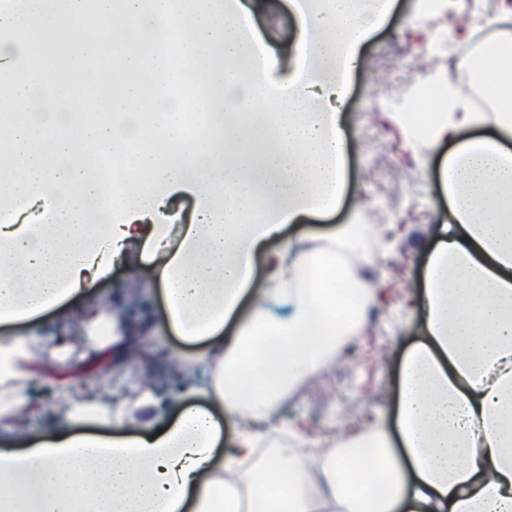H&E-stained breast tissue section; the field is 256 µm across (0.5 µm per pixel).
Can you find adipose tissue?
Segmentation results:
<instances>
[{
	"label": "adipose tissue",
	"instance_id": "obj_1",
	"mask_svg": "<svg viewBox=\"0 0 512 512\" xmlns=\"http://www.w3.org/2000/svg\"><path fill=\"white\" fill-rule=\"evenodd\" d=\"M82 2L9 0L0 9V76L9 81L0 204L24 195L38 218L0 224V325L42 319L140 244L157 262L172 333L195 347L179 356L191 398L170 415L152 387L136 386L118 407L76 402L64 426L28 435L18 423L43 346L0 336V512H512V52L491 47L467 63L486 76L498 113L452 97L434 124L411 130L448 147L438 178L448 217L414 299L423 339L404 358L394 425L378 418L331 448L282 444L260 460V428L280 395L336 357L376 296L372 281H353L358 302L347 307L335 251L290 257L269 245L290 226L305 240L306 217L341 203L346 143L336 105L350 69L336 50L355 48L387 4L360 11L351 0H289L301 62L276 80L244 0H186L190 28L178 52L206 87L195 105L215 134L187 138L181 110L159 99L156 144L143 149L133 144L135 116L144 87L168 76L166 56L120 40L107 48L126 76L119 91L94 98L97 110L118 114L112 123L68 112L74 89L51 78L61 62L83 76L100 42L84 41L64 62L49 53L37 74L25 66L39 34L74 21ZM172 7L98 0L99 27L120 13L139 22L141 42L162 44ZM238 102L250 118L230 120L224 107ZM486 124L490 132L478 134ZM109 153L131 181L119 197L90 172ZM178 192L196 198L190 223L177 221ZM94 203L111 205L112 223H91ZM260 259L268 275L258 283ZM275 304L287 314L272 312ZM99 321L87 318L88 356L110 362L135 338L122 328L98 333ZM232 321L236 331L225 335ZM228 426L236 437L226 453ZM123 427L131 436L112 437Z\"/></svg>",
	"mask_w": 512,
	"mask_h": 512
}]
</instances>
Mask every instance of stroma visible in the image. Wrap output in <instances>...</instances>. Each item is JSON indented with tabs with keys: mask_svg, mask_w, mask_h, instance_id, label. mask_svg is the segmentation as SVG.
Segmentation results:
<instances>
[{
	"mask_svg": "<svg viewBox=\"0 0 512 512\" xmlns=\"http://www.w3.org/2000/svg\"><path fill=\"white\" fill-rule=\"evenodd\" d=\"M251 5L254 36L270 57L274 78H282L284 63L295 53L299 19L287 0H251ZM509 39L512 0H395L385 21L359 45L358 66L339 107L348 146L345 192L337 211L309 219L305 244H326L332 231L347 224L366 225L364 244L374 261L357 262L354 272L375 283L378 302L352 345L284 394L271 419L273 440H280L285 426L327 448L376 417L393 420L399 369L420 338L411 295L428 261L435 226L447 211L435 180L445 150L410 139L406 122L424 109L421 88L470 96L473 79L466 61L486 44ZM92 307L121 315L139 308L140 345L152 357L124 365L109 381L86 371L80 385L60 391L55 378L62 367L83 369L85 331L76 318ZM68 313L71 322L51 314L23 329L35 340L65 337L69 347L67 360L48 354L38 359L43 374L29 396L44 411L26 416L30 433L62 424L70 400L114 404L127 397L132 384L150 383L163 404L176 403L178 377L169 353L183 342L165 328L162 291L140 249H130L109 279L72 300Z\"/></svg>",
	"mask_w": 512,
	"mask_h": 512,
	"instance_id": "obj_1",
	"label": "stroma"
}]
</instances>
